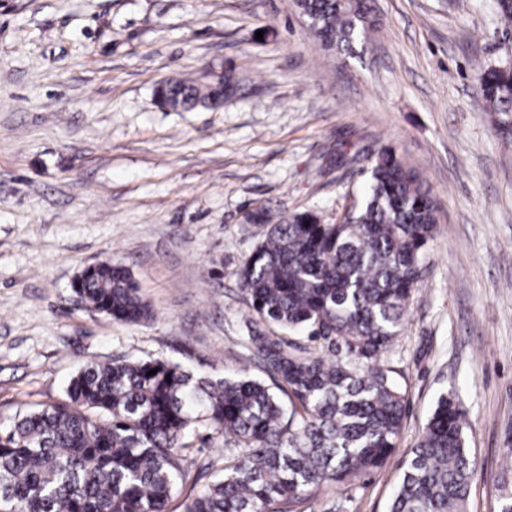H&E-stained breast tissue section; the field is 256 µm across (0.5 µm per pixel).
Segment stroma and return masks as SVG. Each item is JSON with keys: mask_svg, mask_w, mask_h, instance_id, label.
Returning a JSON list of instances; mask_svg holds the SVG:
<instances>
[{"mask_svg": "<svg viewBox=\"0 0 512 512\" xmlns=\"http://www.w3.org/2000/svg\"><path fill=\"white\" fill-rule=\"evenodd\" d=\"M364 50L334 56L292 0H0V423L63 398L91 360L239 367L235 275L263 235L247 211L340 218L383 146L439 203L425 277L390 356L407 399L386 463L318 492L387 512L406 451L443 393L461 401L482 474L469 512H498L512 443V149L474 59L512 49L497 0H373ZM232 70L222 107L173 112L165 80ZM128 267L154 318L123 324L72 292L86 266Z\"/></svg>", "mask_w": 512, "mask_h": 512, "instance_id": "35a3bbf8", "label": "stroma"}]
</instances>
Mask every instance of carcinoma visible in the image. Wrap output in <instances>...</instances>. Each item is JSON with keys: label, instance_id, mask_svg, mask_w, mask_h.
<instances>
[{"label": "carcinoma", "instance_id": "cac0c4a2", "mask_svg": "<svg viewBox=\"0 0 512 512\" xmlns=\"http://www.w3.org/2000/svg\"><path fill=\"white\" fill-rule=\"evenodd\" d=\"M310 32L337 54L378 24L372 0H295ZM478 89L512 143V65L479 62ZM235 86L174 79L156 89L172 110L214 105ZM367 190L333 223L311 211L247 220L266 232L237 271L248 307L247 358L196 377L161 359L90 361L65 396L16 413L0 428V512H302L322 489L384 463L397 447L407 400L390 366L438 224L437 201L395 149L369 161ZM78 300L124 324L153 319L131 271L84 268ZM275 326L285 338L265 328ZM156 370L149 376L147 372ZM224 439V466L198 486L199 429ZM465 412L441 396L407 453L389 512H468L478 461ZM512 512V479H497Z\"/></svg>", "mask_w": 512, "mask_h": 512}]
</instances>
